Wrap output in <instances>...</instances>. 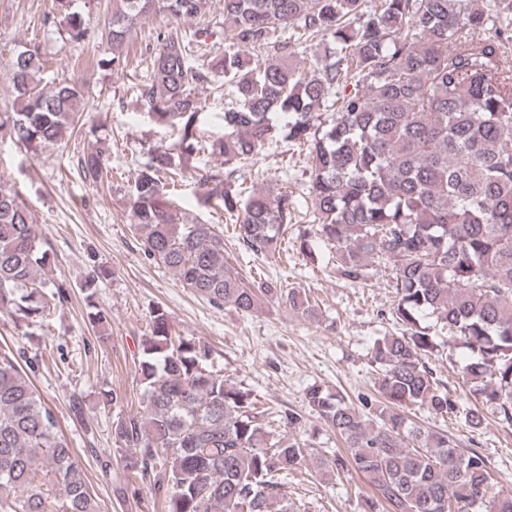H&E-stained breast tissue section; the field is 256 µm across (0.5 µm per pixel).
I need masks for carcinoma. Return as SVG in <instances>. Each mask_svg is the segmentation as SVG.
<instances>
[{
    "label": "carcinoma",
    "instance_id": "obj_1",
    "mask_svg": "<svg viewBox=\"0 0 512 512\" xmlns=\"http://www.w3.org/2000/svg\"><path fill=\"white\" fill-rule=\"evenodd\" d=\"M75 0H54L72 43L104 40L99 64L128 66L122 52L137 25L155 14L193 21L213 0H112L93 26ZM224 53L195 61L187 35L154 36L151 71L133 95L149 120L178 141L148 150L129 187L131 223L144 253L181 285L216 307L243 313L274 298L302 318L316 305L299 288L252 281L224 252L218 224L185 222L172 193L193 181L197 201L235 218L236 239L254 255L279 251L298 203L288 192L243 194L233 171L197 173L203 150L224 165L253 161L275 136L306 146L314 238L336 250V270L362 284L376 260L393 262L394 313L405 330L376 338L372 396L359 404L309 386V412L341 439L327 456L295 438L307 414L264 421L253 392L210 365L212 350L175 336L167 310L149 314L140 343L138 384L144 412L112 423L125 477L120 491L147 488L163 512H295L288 475L319 460L354 471L372 489L363 512H512V492L488 461L447 434L406 415L415 405L436 416L464 414L482 428L486 414L512 427V31L468 0H218ZM322 49L301 72L300 38ZM3 56L11 106L0 108V143L30 155L84 128L86 91L77 80L40 87L38 45ZM222 77L234 100L224 135L202 143L203 109L190 88ZM78 174L110 182L102 148L78 156ZM49 250L14 187L0 180V313L28 324L68 301L71 283L51 280ZM433 316L440 331L422 325ZM467 352L463 393L452 394L426 357L443 346ZM38 353L0 349V512H102L87 474L26 369Z\"/></svg>",
    "mask_w": 512,
    "mask_h": 512
}]
</instances>
